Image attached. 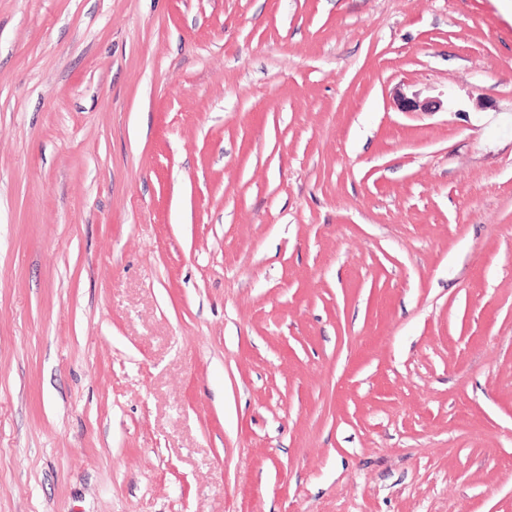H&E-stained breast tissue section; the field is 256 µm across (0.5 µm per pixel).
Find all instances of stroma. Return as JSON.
<instances>
[{
    "label": "stroma",
    "instance_id": "35a3bbf8",
    "mask_svg": "<svg viewBox=\"0 0 512 512\" xmlns=\"http://www.w3.org/2000/svg\"><path fill=\"white\" fill-rule=\"evenodd\" d=\"M0 512H512V0H0ZM398 105L404 112H434L441 108L442 102L438 99H420L419 94H412L411 97L405 93H399Z\"/></svg>",
    "mask_w": 512,
    "mask_h": 512
}]
</instances>
